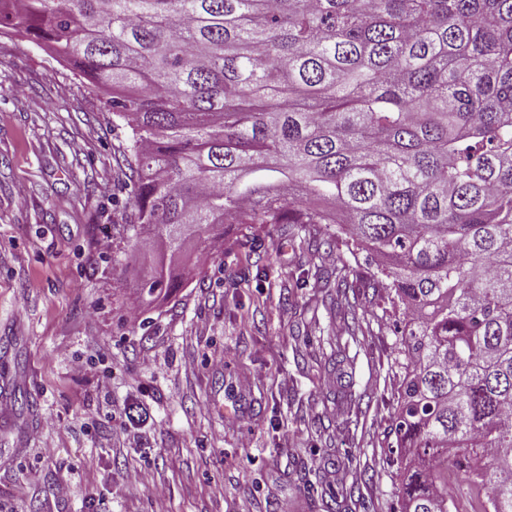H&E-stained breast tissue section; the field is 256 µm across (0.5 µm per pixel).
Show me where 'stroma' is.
I'll list each match as a JSON object with an SVG mask.
<instances>
[{
  "instance_id": "obj_1",
  "label": "stroma",
  "mask_w": 512,
  "mask_h": 512,
  "mask_svg": "<svg viewBox=\"0 0 512 512\" xmlns=\"http://www.w3.org/2000/svg\"><path fill=\"white\" fill-rule=\"evenodd\" d=\"M130 137L77 71L0 33V512H155L157 487L171 512H323L332 495L397 512L404 310L365 285L372 258L338 224H228L147 302L115 160Z\"/></svg>"
}]
</instances>
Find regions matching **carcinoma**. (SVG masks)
<instances>
[{
    "mask_svg": "<svg viewBox=\"0 0 512 512\" xmlns=\"http://www.w3.org/2000/svg\"><path fill=\"white\" fill-rule=\"evenodd\" d=\"M132 129L150 298L226 224H344L403 306L400 512H512V0H0ZM448 486L459 489V495L456 500V508L459 512H473L472 508L476 504V493L467 489V483L463 474L458 472L455 467L454 458L448 453Z\"/></svg>",
    "mask_w": 512,
    "mask_h": 512,
    "instance_id": "obj_1",
    "label": "carcinoma"
}]
</instances>
